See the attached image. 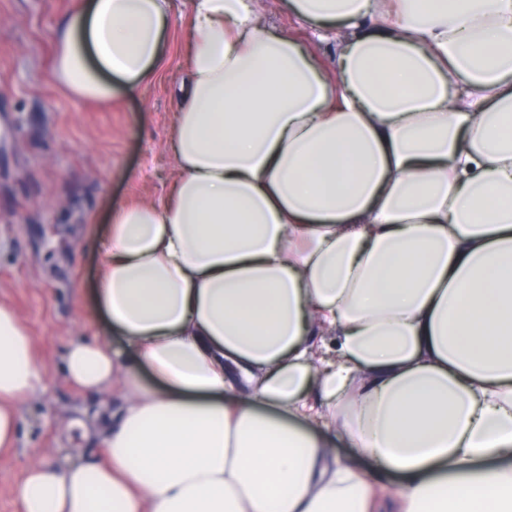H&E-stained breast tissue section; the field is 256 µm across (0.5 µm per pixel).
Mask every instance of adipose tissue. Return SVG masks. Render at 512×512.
Wrapping results in <instances>:
<instances>
[{
	"label": "adipose tissue",
	"instance_id": "obj_1",
	"mask_svg": "<svg viewBox=\"0 0 512 512\" xmlns=\"http://www.w3.org/2000/svg\"><path fill=\"white\" fill-rule=\"evenodd\" d=\"M283 4L347 28L335 71L252 0H190L180 177L102 241L94 298L128 345L65 359L124 403L99 461L28 467L24 512H368L327 415L404 512H512V0ZM169 23L170 0H76L56 78L137 90ZM323 328L335 358L311 353ZM43 381L0 307L1 448Z\"/></svg>",
	"mask_w": 512,
	"mask_h": 512
}]
</instances>
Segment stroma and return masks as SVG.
I'll list each match as a JSON object with an SVG mask.
<instances>
[{
	"instance_id": "35a3bbf8",
	"label": "stroma",
	"mask_w": 512,
	"mask_h": 512,
	"mask_svg": "<svg viewBox=\"0 0 512 512\" xmlns=\"http://www.w3.org/2000/svg\"><path fill=\"white\" fill-rule=\"evenodd\" d=\"M74 2L0 0V306L20 319L44 372L42 390L19 404L13 448L0 451V512H22L17 491L31 463L99 456L104 443L88 426L112 391L78 389L64 358L76 341L123 347V337H106L90 299L106 218L127 203L161 202L179 175L171 134L187 76L189 0H171L157 76L108 106L75 99L53 75V33ZM257 3L269 24L334 68L335 37L318 39L281 0ZM332 441L337 460L370 478L375 502L392 501L393 478L377 476L343 435Z\"/></svg>"
}]
</instances>
